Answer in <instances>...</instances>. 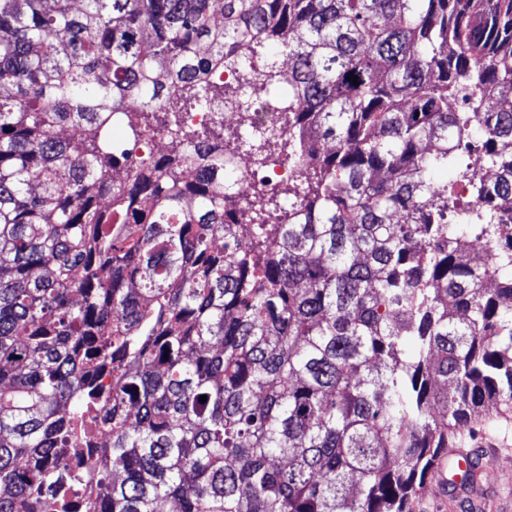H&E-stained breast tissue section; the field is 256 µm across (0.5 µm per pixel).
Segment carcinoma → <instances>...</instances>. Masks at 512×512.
<instances>
[{"label":"carcinoma","mask_w":512,"mask_h":512,"mask_svg":"<svg viewBox=\"0 0 512 512\" xmlns=\"http://www.w3.org/2000/svg\"><path fill=\"white\" fill-rule=\"evenodd\" d=\"M254 60L296 173L274 216L184 119ZM157 137L179 153L133 155ZM489 403L512 0H0V512L77 482L83 512H412Z\"/></svg>","instance_id":"obj_1"}]
</instances>
